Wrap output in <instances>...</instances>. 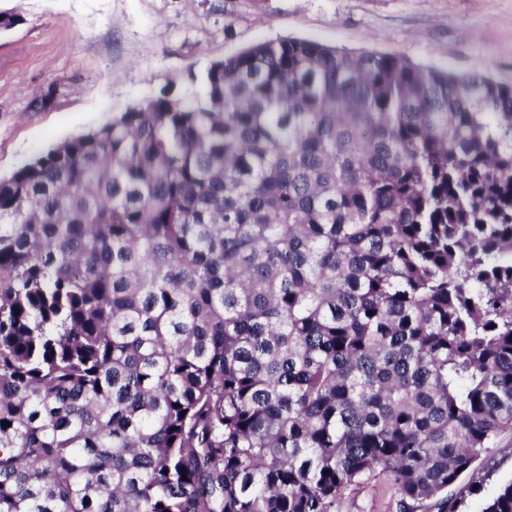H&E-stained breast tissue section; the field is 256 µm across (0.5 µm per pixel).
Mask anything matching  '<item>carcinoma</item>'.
I'll return each instance as SVG.
<instances>
[{
    "mask_svg": "<svg viewBox=\"0 0 512 512\" xmlns=\"http://www.w3.org/2000/svg\"><path fill=\"white\" fill-rule=\"evenodd\" d=\"M505 428L512 83L267 40L0 179V512H432ZM395 490L383 477H376L348 491L340 502L338 512H396Z\"/></svg>",
    "mask_w": 512,
    "mask_h": 512,
    "instance_id": "obj_1",
    "label": "carcinoma"
}]
</instances>
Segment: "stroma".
<instances>
[{
	"label": "stroma",
	"mask_w": 512,
	"mask_h": 512,
	"mask_svg": "<svg viewBox=\"0 0 512 512\" xmlns=\"http://www.w3.org/2000/svg\"><path fill=\"white\" fill-rule=\"evenodd\" d=\"M0 178L87 133L188 72L265 40L304 38L341 50L406 56L454 73L512 82V0H0ZM483 482L449 488L481 512L512 481V431L478 463ZM376 477L338 512H396Z\"/></svg>",
	"instance_id": "obj_1"
}]
</instances>
